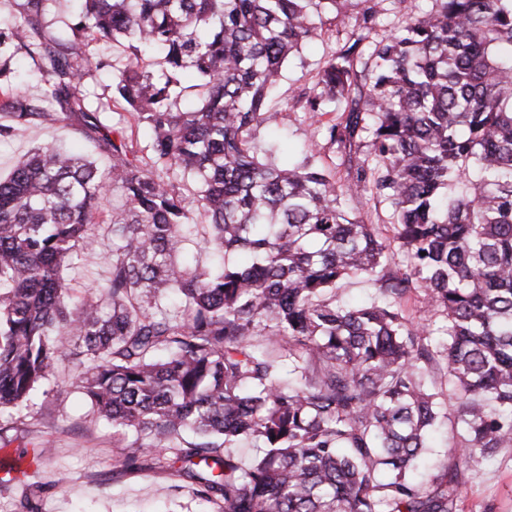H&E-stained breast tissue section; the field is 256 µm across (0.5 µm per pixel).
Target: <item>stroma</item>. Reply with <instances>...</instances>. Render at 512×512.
<instances>
[{
	"instance_id": "35a3bbf8",
	"label": "stroma",
	"mask_w": 512,
	"mask_h": 512,
	"mask_svg": "<svg viewBox=\"0 0 512 512\" xmlns=\"http://www.w3.org/2000/svg\"><path fill=\"white\" fill-rule=\"evenodd\" d=\"M357 34L352 22L323 21L317 36L300 54L290 58L269 106L278 114L276 125L259 128L254 145L265 149L278 142L282 151L300 153L317 144L316 159L324 167L338 160L335 145L325 136L323 123L311 119L297 96L313 84L329 56L351 44ZM89 61L85 85L90 104L113 105L111 45L91 43L81 48ZM53 144L94 155L91 143L64 122L33 126L0 140V175H7L31 148ZM103 239V257L74 260L68 271L72 286L69 308H76L110 275L112 251L107 228L93 227ZM8 424L11 443L0 447V512H210L194 485L185 477L148 467L134 472L118 465L122 449L112 443V428L92 417L90 403L78 388L68 362L59 363L47 393L33 405L0 419ZM52 451L41 458L32 475L17 470L42 440ZM468 480L461 488L458 512H512V447L493 457L466 465Z\"/></svg>"
}]
</instances>
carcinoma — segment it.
<instances>
[{"instance_id":"1","label":"carcinoma","mask_w":512,"mask_h":512,"mask_svg":"<svg viewBox=\"0 0 512 512\" xmlns=\"http://www.w3.org/2000/svg\"><path fill=\"white\" fill-rule=\"evenodd\" d=\"M48 2L20 0L0 27V77L21 52L42 86L0 85V138L67 122L112 166L43 145L0 177V415L58 361L87 363L122 468L150 455L216 512H457V465L412 472L441 424L458 460L512 447V0H388L405 21L381 36L383 0H84L53 38ZM327 13L359 35L300 101L337 112L344 182L311 149L278 164L252 143ZM92 41L112 44L113 98L150 129L147 162L89 107L74 47ZM111 190V276L73 314L64 271L97 254ZM345 195L385 204L391 235ZM192 236L221 265L177 263ZM355 276L381 300L338 303ZM410 292L441 337L404 314Z\"/></svg>"}]
</instances>
